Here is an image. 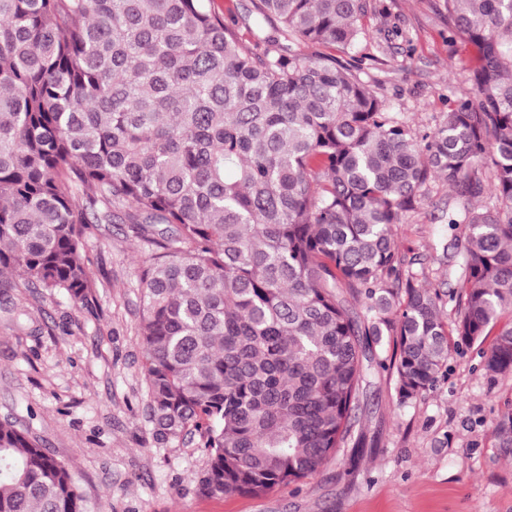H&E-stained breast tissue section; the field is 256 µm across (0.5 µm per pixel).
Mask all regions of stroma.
I'll use <instances>...</instances> for the list:
<instances>
[{
    "instance_id": "35a3bbf8",
    "label": "stroma",
    "mask_w": 512,
    "mask_h": 512,
    "mask_svg": "<svg viewBox=\"0 0 512 512\" xmlns=\"http://www.w3.org/2000/svg\"><path fill=\"white\" fill-rule=\"evenodd\" d=\"M358 47L360 76L410 127H438L455 101L473 97L466 73L477 51L449 37L444 0H370ZM240 45L261 51L268 25L252 0H214ZM452 189L428 194L396 233L420 256L426 288L461 284L451 246ZM87 256L91 309L63 294L26 288L20 276L0 289V421L37 436L75 470L89 512H512V447L494 434L512 413V372L488 374L480 344L448 355L426 394L403 404L382 370L393 346L369 344L372 384L361 395L352 438L298 484L262 497L200 495L192 481L207 465L193 435L165 446L152 437L142 353L139 271L147 245L128 225L93 224Z\"/></svg>"
}]
</instances>
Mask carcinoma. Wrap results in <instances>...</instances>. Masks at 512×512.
I'll list each match as a JSON object with an SVG mask.
<instances>
[{"label": "carcinoma", "mask_w": 512, "mask_h": 512, "mask_svg": "<svg viewBox=\"0 0 512 512\" xmlns=\"http://www.w3.org/2000/svg\"><path fill=\"white\" fill-rule=\"evenodd\" d=\"M276 25L243 49L206 0H0V288L88 306L90 224L152 251L137 336L152 437L196 434L203 495L259 497L344 445L368 384L362 337L394 345L400 403L432 389L451 346L512 312V0H444L477 51L475 97L419 134L357 71L370 0H253ZM498 203L476 208V167ZM442 177L465 225L460 317L418 285L395 228ZM362 301L360 317L344 295ZM512 371V327L484 354ZM512 447V415L498 422ZM0 512H87L77 475L0 422Z\"/></svg>", "instance_id": "cac0c4a2"}]
</instances>
